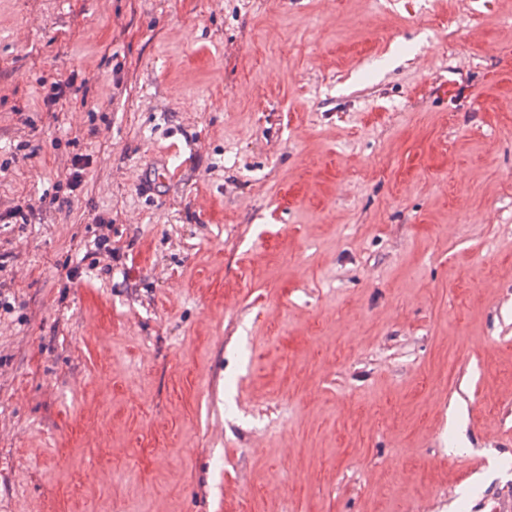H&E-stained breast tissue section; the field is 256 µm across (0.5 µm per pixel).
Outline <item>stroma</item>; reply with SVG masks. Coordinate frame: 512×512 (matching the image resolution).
<instances>
[{
	"label": "stroma",
	"instance_id": "35a3bbf8",
	"mask_svg": "<svg viewBox=\"0 0 512 512\" xmlns=\"http://www.w3.org/2000/svg\"><path fill=\"white\" fill-rule=\"evenodd\" d=\"M510 96L512 0H0V512H512Z\"/></svg>",
	"mask_w": 512,
	"mask_h": 512
}]
</instances>
